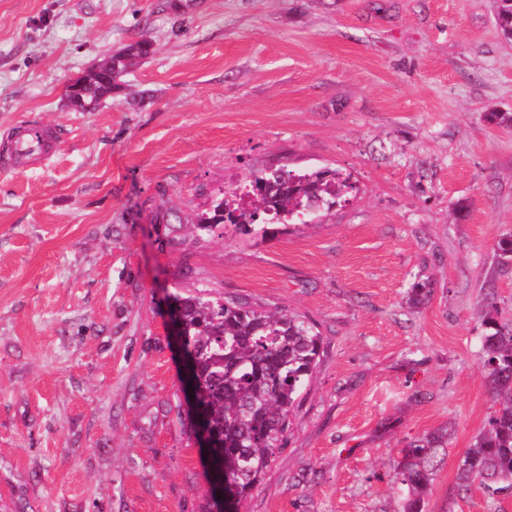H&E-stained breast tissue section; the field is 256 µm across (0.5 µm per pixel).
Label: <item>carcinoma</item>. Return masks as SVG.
<instances>
[{"label":"carcinoma","instance_id":"obj_1","mask_svg":"<svg viewBox=\"0 0 512 512\" xmlns=\"http://www.w3.org/2000/svg\"><path fill=\"white\" fill-rule=\"evenodd\" d=\"M497 23L512 36V0H498ZM150 44L137 41L112 55L111 78L92 85L82 79V96L101 100L111 92V81L127 74L133 63L147 55ZM302 193L272 200L255 193L262 180H276L271 173L253 176L250 207H239L236 192L223 198L215 210L220 222L249 234L255 222H279L295 211L315 215L346 201L348 181L327 172H288ZM428 283L416 280L408 291L409 305L428 301ZM186 338V349L197 363L201 381L200 402L217 435L213 453L219 471L237 503L244 502L282 448L290 427V414L302 399L319 364L322 339L305 317L276 315L237 300H213L206 295H174ZM494 303H487L482 336L484 380L501 403L489 428L477 436L460 460L458 489L476 484L492 496H512V325L497 319ZM448 449V429L440 428L411 441L400 450L397 475L408 488L400 512H425L432 476Z\"/></svg>","mask_w":512,"mask_h":512}]
</instances>
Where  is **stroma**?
I'll use <instances>...</instances> for the list:
<instances>
[{
	"mask_svg": "<svg viewBox=\"0 0 512 512\" xmlns=\"http://www.w3.org/2000/svg\"><path fill=\"white\" fill-rule=\"evenodd\" d=\"M493 0H0V135L58 129L0 173V512H201L168 297L315 323L323 353L242 512H398L401 448L450 433L427 512L496 403L483 304L512 317V39ZM138 40L97 109L67 86ZM349 174L348 203L274 233L196 230L269 167ZM429 302L410 307L415 278ZM150 44L146 41H137L128 45L122 52L112 55V71L110 72L112 80L117 82L118 78L127 74L129 68L137 59L147 55ZM61 145L58 131L39 118H23L12 126L8 148L0 150V170L10 172L44 164Z\"/></svg>",
	"mask_w": 512,
	"mask_h": 512,
	"instance_id": "35a3bbf8",
	"label": "stroma"
}]
</instances>
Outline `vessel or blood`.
<instances>
[{"label":"vessel or blood","mask_w":512,"mask_h":512,"mask_svg":"<svg viewBox=\"0 0 512 512\" xmlns=\"http://www.w3.org/2000/svg\"><path fill=\"white\" fill-rule=\"evenodd\" d=\"M61 145L60 133L39 118L21 119L11 128L8 148L0 150V170L10 172L44 164Z\"/></svg>","instance_id":"obj_1"}]
</instances>
